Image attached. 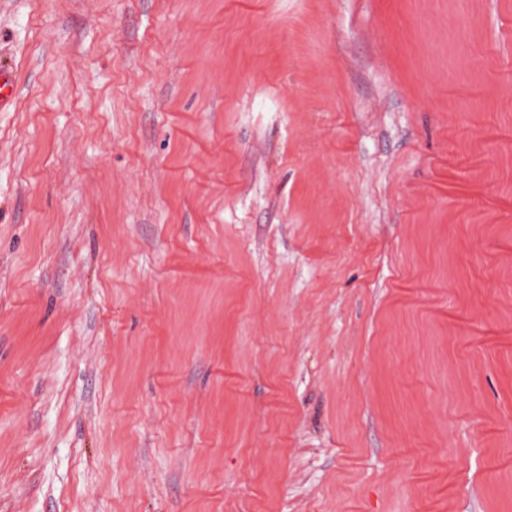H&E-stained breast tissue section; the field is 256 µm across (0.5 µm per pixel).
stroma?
Here are the masks:
<instances>
[{
    "mask_svg": "<svg viewBox=\"0 0 512 512\" xmlns=\"http://www.w3.org/2000/svg\"><path fill=\"white\" fill-rule=\"evenodd\" d=\"M0 512H512V0H0Z\"/></svg>",
    "mask_w": 512,
    "mask_h": 512,
    "instance_id": "35a3bbf8",
    "label": "stroma"
}]
</instances>
